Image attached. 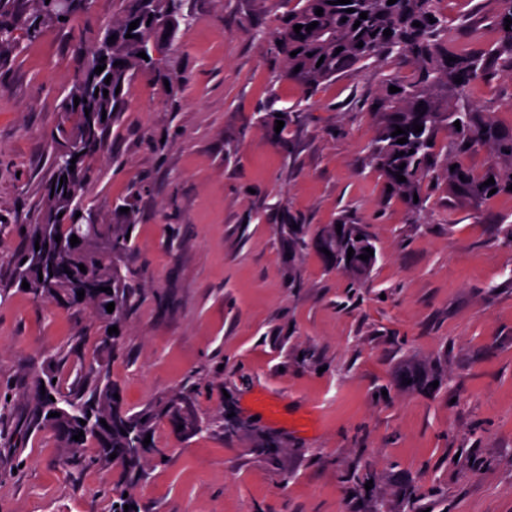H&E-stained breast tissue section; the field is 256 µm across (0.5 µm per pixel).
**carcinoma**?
<instances>
[{
    "instance_id": "cac0c4a2",
    "label": "carcinoma",
    "mask_w": 512,
    "mask_h": 512,
    "mask_svg": "<svg viewBox=\"0 0 512 512\" xmlns=\"http://www.w3.org/2000/svg\"><path fill=\"white\" fill-rule=\"evenodd\" d=\"M292 1L295 5L287 10L281 27L270 39V50L285 58L288 78L300 84L306 96H314L332 77L370 59L393 56L413 66L412 81L389 80L387 88L373 101L378 132L371 147L374 166L411 211L423 205L414 202V195L421 194L423 181L432 174L459 198L486 199L493 189L498 195H512V130L500 127L488 113L476 111L466 100L468 86L484 74L486 62L457 47L448 18L439 9L440 0H397L392 5L387 0H351L343 5H331L328 0H285ZM36 2L39 16L66 23L85 11L88 4V0ZM318 8L323 9V15L315 14ZM350 8L355 12H348ZM120 10L119 22L112 25L116 41L112 43V55L102 64L104 70L98 75L95 67L82 62L80 81L60 104V121L51 133L52 174L44 204L33 214L26 244L13 258L14 284L27 282L29 293L40 298L42 289L57 286L59 291L47 300L63 306L87 304L101 321L107 317L109 303L118 301L123 313L138 301L137 293L127 287L125 276L112 270V254L131 249L126 235L132 213H120V208L131 207L124 203L115 208V213L122 214L125 224L94 220L86 197L92 173L89 160L104 149L106 133L118 116L123 93L116 92V88L125 86L139 70L163 69L151 52L153 43L160 32L175 31L180 22L190 21L183 14V0H120ZM13 12L14 0H0V54L35 36L40 28L34 20L23 24L11 20ZM363 12L367 13L365 19L360 18ZM431 17L436 22H429ZM507 18L512 19V6L503 9L496 19L500 49L512 62V29L505 30ZM135 20L139 21L138 27L129 29ZM314 21L317 27L307 30ZM357 21L360 26L355 29ZM415 21L421 26H414ZM296 25L302 26L298 34L294 31ZM386 29L392 35H383ZM360 42L361 48L357 47ZM140 52L148 59L139 57ZM450 57L454 61H448ZM116 61L120 65H114ZM108 76L111 81L106 84ZM458 77L462 78L460 84L455 82ZM391 86L399 91L389 92ZM76 97L81 99L77 106ZM456 121L460 122L459 130L454 126ZM416 123L423 126L419 133L414 132ZM397 126L405 130L404 144L397 143L400 136L393 135ZM443 132L447 133L446 142L440 146L438 138ZM477 145L489 147L494 156V162L478 175L459 160L468 147ZM74 158L79 165L76 175L69 169ZM399 174L406 181H397ZM491 177L494 183L484 185ZM89 233L112 239V253L88 247L84 236ZM57 235L61 236L59 242L55 241ZM74 235L79 239L75 246L70 244ZM81 264L86 268L84 273ZM63 266L72 274L60 272ZM103 287L111 291L103 292ZM79 290L84 291L81 300ZM55 378L50 368L29 377L33 418L53 429L74 456L90 445L96 448V461L120 469V489L148 477L142 459L131 458L128 449L148 451L143 441L153 433L156 423L192 399V393L186 391L156 409L132 414L115 399L117 389L106 364L89 365L82 384L68 391L53 382ZM108 418L112 424L107 429L100 420ZM80 431L84 436L74 440ZM113 453L114 459L110 458Z\"/></svg>"
}]
</instances>
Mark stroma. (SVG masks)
I'll return each instance as SVG.
<instances>
[{
  "mask_svg": "<svg viewBox=\"0 0 512 512\" xmlns=\"http://www.w3.org/2000/svg\"><path fill=\"white\" fill-rule=\"evenodd\" d=\"M458 45L496 49L500 0H441ZM164 76L134 75L90 165L99 223L134 206L121 256L140 295L119 350H101L90 306L62 307L11 282L12 258L41 204L58 112L87 48L81 28L120 17L90 0L71 25L0 56V512H112L118 470L71 457L34 426L25 387L55 354L63 387L99 357L130 412L193 389L207 428L164 420L131 488L141 512H403L410 479L439 487L426 512H512V196L463 200L424 181L420 213L373 166L371 101L405 61H367L313 97L286 77L267 37L281 0H184ZM471 105L512 129V64L491 60ZM295 114L281 150L258 125ZM370 225L377 261L353 283L316 251L289 259L280 227L341 217ZM415 366L447 382L424 393ZM373 475L356 490L354 468Z\"/></svg>",
  "mask_w": 512,
  "mask_h": 512,
  "instance_id": "stroma-1",
  "label": "stroma"
}]
</instances>
